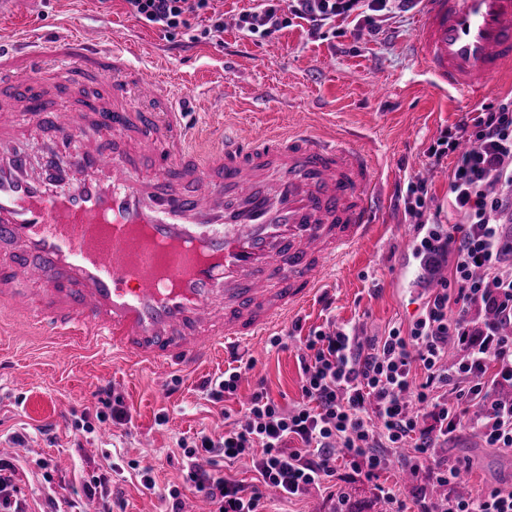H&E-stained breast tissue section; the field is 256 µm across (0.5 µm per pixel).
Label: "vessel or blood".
<instances>
[{
    "mask_svg": "<svg viewBox=\"0 0 512 512\" xmlns=\"http://www.w3.org/2000/svg\"><path fill=\"white\" fill-rule=\"evenodd\" d=\"M415 42L437 90L477 95L512 71V0H423ZM78 18L0 49V308L59 340L80 339L165 373L256 340L319 289L329 264L372 240L379 170L356 139L290 129L189 147L188 88L131 42L94 40ZM81 108L57 106L62 88ZM108 146L65 149L78 111ZM62 147L41 162L14 144L20 115ZM148 155L153 176L133 162ZM38 281L40 298L20 290Z\"/></svg>",
    "mask_w": 512,
    "mask_h": 512,
    "instance_id": "b4317fda",
    "label": "vessel or blood"
}]
</instances>
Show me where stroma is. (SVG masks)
<instances>
[{
    "instance_id": "stroma-1",
    "label": "stroma",
    "mask_w": 512,
    "mask_h": 512,
    "mask_svg": "<svg viewBox=\"0 0 512 512\" xmlns=\"http://www.w3.org/2000/svg\"><path fill=\"white\" fill-rule=\"evenodd\" d=\"M253 0H215L223 31L201 38L207 16L170 35L129 14L125 0H0V45L32 22L58 32L68 16L87 17L91 29L107 25L113 38L135 40L144 56L166 55L204 110H190L187 122L199 130L233 125L243 133L287 129L295 113L308 116L312 130L360 136L381 166L382 208L372 241L323 278L318 294L288 320L248 347L243 355L215 357L192 373L163 374L135 366L111 352L44 335L19 334L0 323V448L19 446L17 469L28 512H41L46 499L67 504L84 480L112 478L111 498L87 512H159L164 491H182V512L202 500L184 482L183 443L197 432L223 437L236 424L243 399L264 389L281 408L302 401L301 340L316 331L348 327L360 336L408 330L420 315L438 277L416 283L406 242L424 223L461 224L448 193L455 154L436 158L438 145L458 136L478 113L512 98V73L477 96L439 92L422 73L413 34L421 9L378 17V34L364 33L356 20H339L311 30L301 19L269 37L246 36L238 18ZM425 181L424 214H414L408 183ZM238 368V388L221 401L209 382ZM131 417L113 425L99 402L101 391ZM446 456L466 476L471 492L512 485V450L486 447L479 432L465 430L448 441ZM404 450L391 453L377 479H366L337 464L322 489L288 499L267 496L268 512H379V486L399 489L405 512L421 501L400 479ZM150 474H143V467ZM154 489H146L145 477Z\"/></svg>"
}]
</instances>
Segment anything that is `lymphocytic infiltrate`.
I'll use <instances>...</instances> for the list:
<instances>
[{
	"mask_svg": "<svg viewBox=\"0 0 512 512\" xmlns=\"http://www.w3.org/2000/svg\"><path fill=\"white\" fill-rule=\"evenodd\" d=\"M421 0H257L240 15L244 35L270 36L294 19L312 28L349 17L372 24L376 13L407 12ZM130 14L167 33L189 27L190 17L209 14L210 29L224 20L212 0H126ZM472 138L479 150L459 153L450 192L466 222L455 232L432 225L419 241L428 263L452 259L448 280L430 294L408 333L391 329L377 339L352 329L308 337L299 355L303 403L287 411L254 392L241 424L221 440L197 437L184 446L187 480L218 505V512H258L261 488L274 485L296 497L331 477L337 449L354 472L377 477L387 453L413 443L411 470L422 480L453 485L459 470L438 446L455 431L483 433L492 448L512 449V403L498 399L512 386V236L501 214L512 205V101L481 113ZM502 195H488V184ZM468 344L466 360L447 367L452 344ZM257 453V486L247 488L197 464L199 454L233 460ZM422 512H512V488L489 487L466 498L448 495Z\"/></svg>",
	"mask_w": 512,
	"mask_h": 512,
	"instance_id": "obj_1",
	"label": "lymphocytic infiltrate"
}]
</instances>
